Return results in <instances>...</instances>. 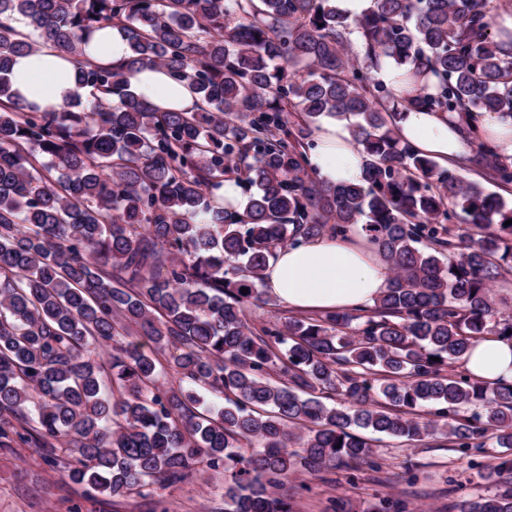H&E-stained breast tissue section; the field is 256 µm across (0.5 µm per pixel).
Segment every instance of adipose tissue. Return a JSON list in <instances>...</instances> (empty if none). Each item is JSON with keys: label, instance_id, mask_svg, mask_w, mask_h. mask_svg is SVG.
<instances>
[{"label": "adipose tissue", "instance_id": "ef3b65f1", "mask_svg": "<svg viewBox=\"0 0 512 512\" xmlns=\"http://www.w3.org/2000/svg\"><path fill=\"white\" fill-rule=\"evenodd\" d=\"M87 58L118 64L129 56V45L117 28L95 32L84 47ZM402 67L382 60L376 81L391 89L398 101V134L444 167L469 163L476 144L467 133L478 126L495 141L504 161L512 163V117L482 112L463 117L455 112H427L404 105L417 88L402 80ZM11 81L18 101L29 110L62 111L74 99L90 98L92 90L75 79L73 61L51 46L17 56ZM131 83L151 106L162 111L193 112L198 97L188 82L163 70L145 69ZM309 166L318 178L332 183L355 182L361 176V157L349 144L347 120L323 118L313 135ZM388 286L387 267L370 243L363 225L347 237L324 235L277 252L266 271L264 288L289 308L300 311L345 310L372 306ZM463 365L475 379L512 383V339L488 334L474 342Z\"/></svg>", "mask_w": 512, "mask_h": 512}]
</instances>
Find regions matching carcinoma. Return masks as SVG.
<instances>
[{
    "instance_id": "obj_1",
    "label": "carcinoma",
    "mask_w": 512,
    "mask_h": 512,
    "mask_svg": "<svg viewBox=\"0 0 512 512\" xmlns=\"http://www.w3.org/2000/svg\"><path fill=\"white\" fill-rule=\"evenodd\" d=\"M376 3L351 19L331 0H0V447L56 466L63 445L68 479L114 497L222 468L224 512H293L296 476L371 461L356 427L512 449V384L459 370L481 336L512 339L490 295L512 276V206L403 141L373 77L383 58L414 62L406 104L512 116V32L493 0ZM106 27L126 62L84 58ZM41 42L93 101L14 100L13 58ZM144 67L187 81L200 110L154 111L130 91ZM323 116L351 120L359 181L309 170ZM479 154L512 184L495 145ZM229 178L242 212L219 194ZM360 223L390 274L373 308L249 322L278 249ZM135 334L171 349L176 384ZM510 473L512 455L494 457L492 490L460 512H512Z\"/></svg>"
}]
</instances>
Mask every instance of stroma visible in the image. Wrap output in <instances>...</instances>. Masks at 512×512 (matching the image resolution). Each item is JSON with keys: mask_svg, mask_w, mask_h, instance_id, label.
Instances as JSON below:
<instances>
[{"mask_svg": "<svg viewBox=\"0 0 512 512\" xmlns=\"http://www.w3.org/2000/svg\"><path fill=\"white\" fill-rule=\"evenodd\" d=\"M494 440L462 450L444 439L407 443L380 436L372 464L340 465L318 478L293 482V512H371L379 498L405 501L408 512H459L484 492L483 466L499 454ZM42 451L0 447V512H224V472L195 466L178 483L149 486L144 497L115 498L66 479Z\"/></svg>", "mask_w": 512, "mask_h": 512, "instance_id": "1", "label": "stroma"}]
</instances>
